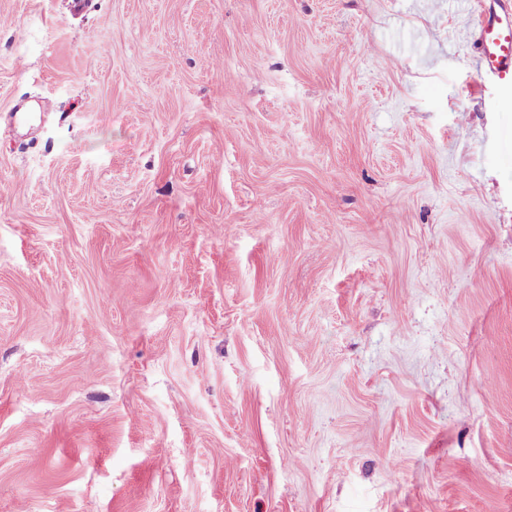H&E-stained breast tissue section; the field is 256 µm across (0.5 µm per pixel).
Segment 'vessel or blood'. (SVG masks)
<instances>
[{
    "instance_id": "1",
    "label": "vessel or blood",
    "mask_w": 512,
    "mask_h": 512,
    "mask_svg": "<svg viewBox=\"0 0 512 512\" xmlns=\"http://www.w3.org/2000/svg\"><path fill=\"white\" fill-rule=\"evenodd\" d=\"M477 68L484 78L512 83V0H474Z\"/></svg>"
}]
</instances>
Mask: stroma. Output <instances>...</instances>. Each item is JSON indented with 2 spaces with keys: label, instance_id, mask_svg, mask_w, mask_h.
Returning a JSON list of instances; mask_svg holds the SVG:
<instances>
[{
  "label": "stroma",
  "instance_id": "1",
  "mask_svg": "<svg viewBox=\"0 0 512 512\" xmlns=\"http://www.w3.org/2000/svg\"><path fill=\"white\" fill-rule=\"evenodd\" d=\"M1 16L0 512H512V86L466 0Z\"/></svg>",
  "mask_w": 512,
  "mask_h": 512
}]
</instances>
